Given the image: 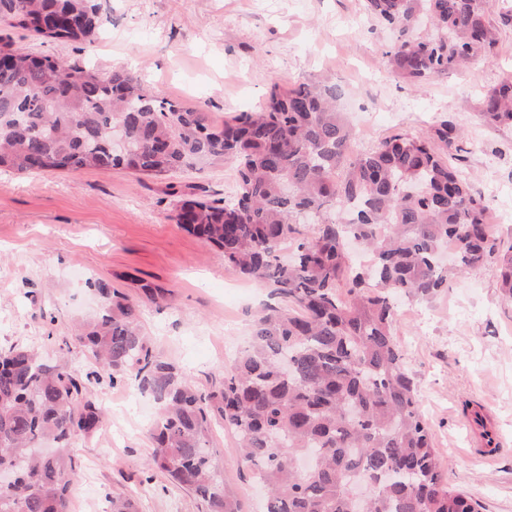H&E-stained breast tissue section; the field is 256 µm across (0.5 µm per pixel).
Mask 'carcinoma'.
<instances>
[{
    "mask_svg": "<svg viewBox=\"0 0 512 512\" xmlns=\"http://www.w3.org/2000/svg\"><path fill=\"white\" fill-rule=\"evenodd\" d=\"M398 30L382 65L416 86L489 59L512 0H366ZM433 33L416 35L420 21ZM106 22L98 0H0V24L38 37L87 41ZM334 85H275L254 112L218 125L162 97L133 72L108 75L51 55L6 53L0 64V168L18 173L122 168L163 175L205 160L238 171L233 195L181 200L176 223L216 248L224 264L266 284L288 306L266 307L251 343L207 392L152 353L140 304L103 281V301L75 340L98 369L78 375L24 346L0 352V512H71L76 447L103 412L87 398L106 378L131 380L159 405L150 468L192 491L207 512H243L226 494L209 448L213 423L255 468L264 512H476L448 487L431 427L395 335L392 296L431 300L447 287L442 245L460 270L500 264L512 298V243L451 164L463 149L456 122L397 133L348 153L353 134ZM481 120L512 128V76L488 89ZM308 234L287 262L282 244ZM347 289L341 294L340 289ZM44 442L55 448L38 453ZM374 488L356 496L354 486ZM110 512H139L128 492Z\"/></svg>",
    "mask_w": 512,
    "mask_h": 512,
    "instance_id": "cac0c4a2",
    "label": "carcinoma"
}]
</instances>
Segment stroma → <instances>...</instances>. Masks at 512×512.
<instances>
[{"label":"stroma","mask_w":512,"mask_h":512,"mask_svg":"<svg viewBox=\"0 0 512 512\" xmlns=\"http://www.w3.org/2000/svg\"><path fill=\"white\" fill-rule=\"evenodd\" d=\"M109 21L91 40L51 43L0 25V48L51 54L100 72L123 66L167 99L215 123L253 111L273 84L337 86L347 120L365 148L395 133L419 134L441 113L465 131L459 168L512 242V129L483 125V93L512 72V26L488 60L413 87L379 63L392 32L365 0H100ZM229 163L162 176L110 171H0V348L22 345L70 369L95 368L72 336L74 322L101 309L89 281L103 280L140 303L154 355L208 390L270 302L265 285L242 280L214 247L174 219L178 200L220 199L237 180ZM164 288L145 300L141 283ZM395 333L431 425L448 484L472 495L479 512H512V302L499 266L448 277L425 303L399 299ZM126 385L91 386L105 419L78 448L71 512H108L107 496L139 493L140 512H205L193 494L150 470L156 407L130 411ZM482 407L501 442L483 449L469 412ZM209 446L228 492L244 512H262L252 471L232 436L214 426Z\"/></svg>","instance_id":"obj_1"}]
</instances>
